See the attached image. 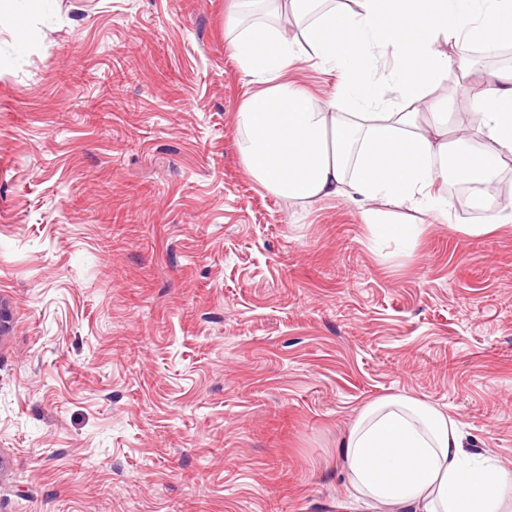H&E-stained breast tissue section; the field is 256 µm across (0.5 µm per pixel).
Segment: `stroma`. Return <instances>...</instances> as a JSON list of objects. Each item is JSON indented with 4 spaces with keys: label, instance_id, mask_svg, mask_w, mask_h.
<instances>
[{
    "label": "stroma",
    "instance_id": "35a3bbf8",
    "mask_svg": "<svg viewBox=\"0 0 512 512\" xmlns=\"http://www.w3.org/2000/svg\"><path fill=\"white\" fill-rule=\"evenodd\" d=\"M234 0L0 21V512H372L360 410L437 405L512 470V224L406 245L254 181ZM126 67L122 78L111 70ZM317 99L338 71L299 60Z\"/></svg>",
    "mask_w": 512,
    "mask_h": 512
}]
</instances>
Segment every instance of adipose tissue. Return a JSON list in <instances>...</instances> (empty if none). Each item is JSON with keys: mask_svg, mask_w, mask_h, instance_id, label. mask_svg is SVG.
I'll use <instances>...</instances> for the list:
<instances>
[{"mask_svg": "<svg viewBox=\"0 0 512 512\" xmlns=\"http://www.w3.org/2000/svg\"><path fill=\"white\" fill-rule=\"evenodd\" d=\"M273 23L231 17L235 57L260 91L236 122L247 173L288 200L348 198L374 237L406 239L387 207L447 219L435 188L448 177L471 184L479 235L512 223V204L492 192L512 158V70L473 86L472 112L455 120L436 90L468 52L512 44V0H267ZM303 22L288 39L275 20ZM339 70L337 97L319 100L283 82L300 57ZM394 65L378 72L376 62ZM342 471L376 512H503L512 471L470 452L457 424L432 404L386 396L367 404L342 441Z\"/></svg>", "mask_w": 512, "mask_h": 512, "instance_id": "obj_1", "label": "adipose tissue"}]
</instances>
